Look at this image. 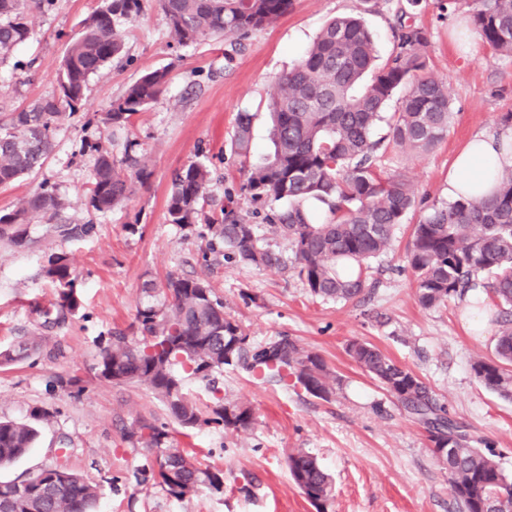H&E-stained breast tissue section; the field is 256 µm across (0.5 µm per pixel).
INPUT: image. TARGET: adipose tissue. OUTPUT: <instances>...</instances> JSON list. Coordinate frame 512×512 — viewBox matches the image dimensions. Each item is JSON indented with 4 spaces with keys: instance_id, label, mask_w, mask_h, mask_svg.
<instances>
[{
    "instance_id": "obj_1",
    "label": "adipose tissue",
    "mask_w": 512,
    "mask_h": 512,
    "mask_svg": "<svg viewBox=\"0 0 512 512\" xmlns=\"http://www.w3.org/2000/svg\"><path fill=\"white\" fill-rule=\"evenodd\" d=\"M512 170V127L496 133L477 132L457 153L448 170L449 200L495 195L499 176Z\"/></svg>"
}]
</instances>
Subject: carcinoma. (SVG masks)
Instances as JSON below:
<instances>
[{"instance_id":"cac0c4a2","label":"carcinoma","mask_w":512,"mask_h":512,"mask_svg":"<svg viewBox=\"0 0 512 512\" xmlns=\"http://www.w3.org/2000/svg\"><path fill=\"white\" fill-rule=\"evenodd\" d=\"M54 0H0V61L31 36L28 16L51 10ZM170 35L179 44L222 37L235 43L276 23L292 0H156ZM420 0L398 4L395 47L376 63L371 32L357 15L333 18L318 33L296 66L282 75L270 108L273 152L249 165L254 115L239 112L231 151L240 158L243 190L267 210L269 231L285 239L293 261L260 243L255 225L233 207L215 215L205 210L211 172L191 163L176 173L168 192L167 221L199 230L206 239L203 259L222 256L228 262L257 267L291 268L309 293L350 302L363 293L370 262L393 244L395 227L418 206L409 183L379 164L386 147L374 140V128H389V143L404 151H428L447 135L454 119L446 83L427 73L430 32L405 20ZM448 13L466 6L478 36L498 56L512 57V0H447ZM143 0H101L81 22L62 57L58 94L34 105L0 112V186L9 185L41 166L54 149L59 125L83 106L89 79L125 53L122 23L140 17ZM168 72L143 74L123 95L112 100L103 124L129 126L138 113L158 103ZM400 95V105L387 111ZM95 153L89 206L106 213L125 201L134 182L150 176L139 143L112 138V148L85 143ZM65 204L53 186L23 197L0 214V241L20 247L26 228L39 221L55 226L60 236L91 233V224L63 219ZM407 262L418 301L432 308L462 299L481 288L500 309L501 328L493 356L473 362L476 377L490 391L512 401V171L501 176L496 194L485 200L461 198L431 208L414 225ZM42 275L60 288L51 308H35L40 327L60 328L76 314L80 301L71 278L69 258L56 254ZM135 321L141 343L128 342L117 330L101 351L98 369L125 376V383L151 388L168 404L183 427L221 424L248 430L250 406L226 396L214 397L203 414L183 392L187 378L208 379L224 367L241 368L263 379L293 382L317 398H329L332 377L322 358L295 340L279 336L255 343L224 312V302L197 278L170 276L149 281ZM37 345L0 351V365L15 363ZM347 352L417 421L424 424L429 448H453L442 460L459 512H512V481L487 448H475L466 427L448 416L427 384L377 346L352 340ZM38 436L30 424L0 421V466L27 454ZM125 438L149 449L137 470L140 484H151L183 499L207 486L218 490L221 472L196 466L174 446L169 428L135 419ZM292 479L316 512H327L332 482L312 454L298 450L288 457ZM32 482H0V512H95L97 487L66 468L40 470Z\"/></svg>"}]
</instances>
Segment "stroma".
Listing matches in <instances>:
<instances>
[{
    "instance_id": "stroma-1",
    "label": "stroma",
    "mask_w": 512,
    "mask_h": 512,
    "mask_svg": "<svg viewBox=\"0 0 512 512\" xmlns=\"http://www.w3.org/2000/svg\"><path fill=\"white\" fill-rule=\"evenodd\" d=\"M100 0H56L46 13H31V37L0 63V112L52 96L67 40ZM142 15L126 29L121 61L91 78L83 108L54 135L55 148L37 172L0 187V212L53 184L67 204L65 215L93 224L83 238L65 240L52 225L33 223L25 247L0 244V349L16 348L39 330L34 305L50 306L56 289L42 276L51 255L64 253L80 309L65 327L43 333L42 348L0 367V419L35 421L33 448L0 467V481L21 480L46 467L62 466L97 485L96 512H315L288 470V455L302 448L333 478L328 512H458L448 474L427 446L426 432L384 387L348 356L359 339L379 347L427 383L450 417L470 435L490 442L512 478V401L476 378L475 358L493 353L499 332L497 307L481 326L462 322L455 300L423 308L405 253L421 211L397 227L392 250L373 262L374 283L357 300L343 303L311 296L293 271L244 266L224 259L203 261V239L166 220L173 174L193 162L210 165L212 207L233 203L267 235L242 185L231 152L237 113L253 120V160L271 149L267 104L278 77L291 69L333 17L356 13L373 32L380 58L393 50L397 0H294L288 14L253 32L240 48L221 38L175 43L156 0H144ZM463 11L447 13L427 0L414 21L430 32L428 72L447 82L455 112L447 137L426 153L388 148L387 169L405 176L425 205L445 202L448 169L467 138L499 130L512 112V59L493 57L477 34L461 37ZM164 68V97L137 114L128 138L144 149L151 177L134 184L130 198L110 212L86 209L94 157L84 138H99L112 99L144 72ZM202 278L224 302L225 312L257 342L277 336L297 339L322 357L336 379L329 398L286 388L225 367L218 382L225 395L250 405L254 424L232 431L210 424L189 429L180 447L224 474L222 490L200 489L177 499L139 484L134 473L147 454L123 430L143 417L173 424L166 402L147 386L116 384L96 375L100 352L123 329L130 341L143 283L168 275Z\"/></svg>"
}]
</instances>
